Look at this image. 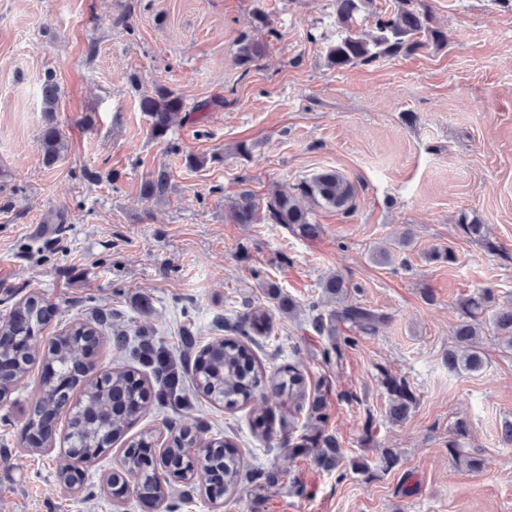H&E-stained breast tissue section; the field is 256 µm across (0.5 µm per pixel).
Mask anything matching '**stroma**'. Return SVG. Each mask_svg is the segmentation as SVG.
Masks as SVG:
<instances>
[{
	"label": "stroma",
	"instance_id": "35a3bbf8",
	"mask_svg": "<svg viewBox=\"0 0 512 512\" xmlns=\"http://www.w3.org/2000/svg\"><path fill=\"white\" fill-rule=\"evenodd\" d=\"M423 2L447 45L336 70L325 55L334 0H0V319L37 294L50 307L41 343L104 313L131 343L149 338L177 354L185 336L204 345L231 335L273 281L297 312H274L271 335L253 349L270 372L300 364L347 459L326 470L313 455L288 454L282 432L254 433L248 407L151 397L130 435H150L160 449L183 427L230 439L246 463L238 492L214 504L201 483L175 481L156 506L132 493L115 499L105 480L117 443L65 490L55 453L23 440L42 395L38 363L0 402V512H512V446L501 443L512 355L489 334L483 370L456 373L444 361L459 298L490 288L499 303L512 300V0ZM121 15L129 26L117 24ZM245 35L267 44L248 66ZM49 76L68 141L50 167L39 146ZM158 86L183 99L162 140L139 107ZM203 100L212 111H196ZM191 155L204 166L190 167ZM162 168L168 196L148 201L141 185ZM327 169L356 197L347 216L314 208L317 238L229 220L240 192L262 202ZM465 212L497 252L461 232ZM381 249L389 261L375 260ZM436 249L455 262L430 260ZM331 274L348 282V302L389 316L337 358L313 325L336 307L320 288ZM384 369L417 398L400 423L387 417ZM460 420L480 472L448 453ZM386 448L399 455L388 471L379 467ZM354 459L373 477L355 473Z\"/></svg>",
	"mask_w": 512,
	"mask_h": 512
}]
</instances>
